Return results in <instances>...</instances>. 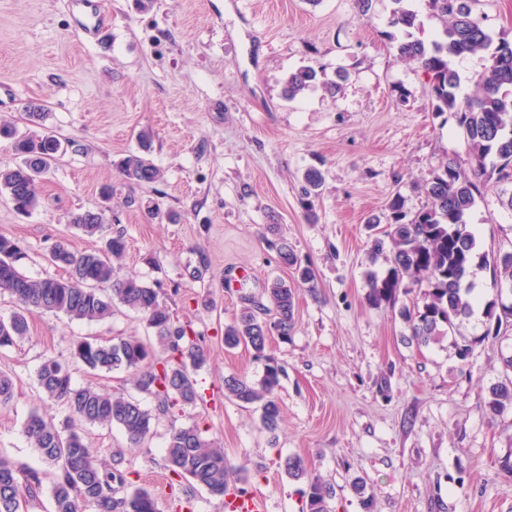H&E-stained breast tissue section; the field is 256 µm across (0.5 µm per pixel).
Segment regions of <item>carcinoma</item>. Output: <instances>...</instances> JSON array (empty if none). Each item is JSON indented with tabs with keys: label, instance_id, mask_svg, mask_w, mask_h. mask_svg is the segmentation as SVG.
I'll return each instance as SVG.
<instances>
[{
	"label": "carcinoma",
	"instance_id": "cac0c4a2",
	"mask_svg": "<svg viewBox=\"0 0 512 512\" xmlns=\"http://www.w3.org/2000/svg\"><path fill=\"white\" fill-rule=\"evenodd\" d=\"M402 2L394 0L397 8L390 19L391 26L407 31L398 52L428 76L433 112L455 119L467 138L473 168L466 174L452 160L443 163L425 187L428 203L411 216L401 196L391 199L383 238L374 241L376 251L388 250L390 268L382 277L367 273V299L375 305H395L400 296L418 288L421 300L399 309L409 331L407 341L426 346L448 335L453 338L455 356L464 362L477 346L512 327V302L497 298L485 306L488 327L484 333L468 336L463 332L473 311L469 281L473 268L484 266L494 282L512 283V251L491 256L478 253L466 222L476 197L482 194L487 173L495 174L499 182H512V41L495 37L484 26L473 12L477 0H428L429 10L442 22V33L427 44L410 33L417 26V14ZM466 57H480L487 66L473 94L461 99L456 93L459 75L450 59ZM316 79L317 71L311 66L290 73L288 98L303 94ZM48 118L43 106L31 104L27 120L35 130L20 132L0 122V138L12 141L16 156L14 163L0 165V195L24 213L39 205V184L64 153L62 140L47 125ZM151 147L152 136L144 131L139 150L120 160L119 169L127 182L151 184L161 179L160 169L147 158ZM104 223L103 209L85 210L72 218V227L89 237L100 234ZM272 246L280 261L315 293L313 271L298 262L288 242L280 239ZM126 248L121 232L90 252L73 251L59 242L45 260L64 269L67 276H31L24 271L27 249L18 239L0 234V294H8L16 305L9 319L0 318V351L15 347L27 336L31 314H61L93 322L124 307L141 316L152 337L108 341L84 337L75 342L73 357L91 372L130 373L135 389L157 402L156 412L151 413L133 396L92 385L77 388L68 366L53 358L43 359L36 371L37 387L48 399L65 405L69 418L60 427L38 410L29 413L22 433L50 470L23 467L0 453V512H15L20 500L34 501L45 490L50 495V512H86L88 508L157 512L149 491L131 487L127 473L107 464L99 457V449L89 445L88 427L116 426L129 447H142L153 434L152 421L176 406L191 408L201 400L193 374L206 363L207 350L190 324L181 322L160 300L154 285L138 275H119ZM207 270L208 259L200 251L196 264L185 267V275L199 282ZM263 296L262 300L245 298L247 306L224 325V347L251 349L255 359L264 362L263 373L256 380L234 374L224 377V398L256 406L263 429L273 434L282 420L278 393L285 370L266 349L272 334L286 340L294 329L295 284L276 277L266 283ZM485 407L494 417L512 412V355L502 357L501 380L489 388ZM164 460L172 475L213 497H224L230 490L232 469L224 449L206 439L196 424L170 430ZM283 468L292 479H307L302 512H332L333 487L309 473L304 457L287 456Z\"/></svg>",
	"mask_w": 512,
	"mask_h": 512
}]
</instances>
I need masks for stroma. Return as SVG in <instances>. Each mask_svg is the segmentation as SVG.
<instances>
[{
    "label": "stroma",
    "instance_id": "1",
    "mask_svg": "<svg viewBox=\"0 0 512 512\" xmlns=\"http://www.w3.org/2000/svg\"><path fill=\"white\" fill-rule=\"evenodd\" d=\"M108 16L84 36L69 0H0V120L28 130L25 106L48 109L49 126L85 145L66 153L43 182L42 203L18 213L0 198V233L28 248L32 274L62 276L44 256L58 241L92 251L102 237L71 226L74 214L106 206L104 235L124 232L122 271L154 284L180 320L190 322L211 357L196 373L202 401L160 418L142 448L127 451L119 428L89 431L105 460L121 455L136 486L159 512H229L203 489L185 496L163 460L171 426L198 424L223 447L236 487L264 512H300L307 483L289 478L284 458H306L335 488L333 512H363L351 485L361 479L372 512H512V477L497 460L512 451V413L491 417L487 391L501 375L512 336L459 361L451 337L419 347L391 305L366 299V270L386 274L373 254L368 221L402 196L408 213L427 203L425 187L446 161L471 171L466 138L435 116L427 77L400 57L389 20L393 0H101ZM303 66L317 84L293 100L289 73ZM345 72L340 92L326 88ZM153 134L150 158L163 180L135 185L118 161ZM322 171L316 199L304 172ZM113 190L103 203L102 186ZM512 186L487 182L467 217L479 251L512 249ZM279 225L318 296L296 295L295 328L272 337L283 364L282 421L266 432L255 407L224 397L230 374L259 378L251 351L225 349L224 325L268 280L292 279L270 245ZM209 259L204 285L189 284L186 264ZM208 293L214 309L200 303ZM29 337L0 353L15 373L12 399L0 404V451L27 467L45 463L21 433L31 410L64 423L68 412L39 393L43 357L69 364L76 385L133 393L130 375L87 372L73 359L85 336H148L139 315L83 323L37 315Z\"/></svg>",
    "mask_w": 512,
    "mask_h": 512
}]
</instances>
